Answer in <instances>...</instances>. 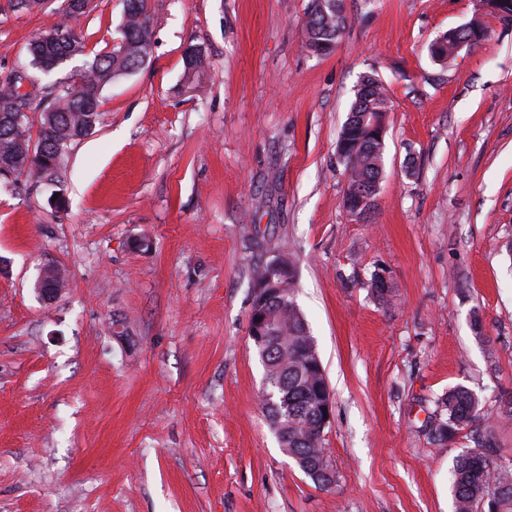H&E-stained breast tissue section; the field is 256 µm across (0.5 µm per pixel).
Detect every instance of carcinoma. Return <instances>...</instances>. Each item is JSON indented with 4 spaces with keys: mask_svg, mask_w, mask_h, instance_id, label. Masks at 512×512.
Returning <instances> with one entry per match:
<instances>
[{
    "mask_svg": "<svg viewBox=\"0 0 512 512\" xmlns=\"http://www.w3.org/2000/svg\"><path fill=\"white\" fill-rule=\"evenodd\" d=\"M130 2L134 6L123 24L125 51L97 54L75 74L73 82L55 86L52 103L40 109L37 134L31 133L30 115H22L20 121L12 120V112L0 115V157L9 159L11 165L10 175H0V181L16 182L23 176L39 181L46 177L58 180L64 155L94 131L104 86L121 72L140 66V53L147 52L150 45L147 0ZM346 25L347 16H326L320 11L318 0H310L304 22L306 46L314 52L324 43L338 44ZM470 26L469 31L459 27L440 35L431 44L430 55L445 60L470 32L486 35L481 24L474 21ZM29 55L32 67L50 73L63 61L85 55V43L73 31L58 27L32 43ZM387 100L386 88L375 77H363L337 142V154L347 175L343 205L361 220L374 209V204L365 199L376 198L374 187L384 163V146L368 139L364 119L369 113L379 126H384ZM274 285L281 288L286 299L265 298ZM253 288L252 304L264 302L271 333V339L256 345L265 366V392L275 396L273 404L265 405L271 426L284 438L282 447L288 449V455L318 471L314 483L328 490L336 485L337 475L321 473V461L309 456V449L322 447L324 429L318 411L325 385L324 370L319 356L310 349L314 340L295 300V271L287 255L255 267ZM437 406L429 429L435 442L451 439L479 417L477 397L463 386L449 389L438 399ZM477 446L454 458L450 482L455 512H476L492 488L500 491L497 512H512V465L499 466L496 481L490 482L493 459L483 449L496 447L492 432L478 435Z\"/></svg>",
    "mask_w": 512,
    "mask_h": 512,
    "instance_id": "obj_1",
    "label": "carcinoma"
}]
</instances>
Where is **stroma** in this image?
Returning <instances> with one entry per match:
<instances>
[{
  "label": "stroma",
  "instance_id": "1",
  "mask_svg": "<svg viewBox=\"0 0 512 512\" xmlns=\"http://www.w3.org/2000/svg\"><path fill=\"white\" fill-rule=\"evenodd\" d=\"M307 4L148 0L149 57L105 86L60 183L0 186V512H453L475 434L512 457V25L482 0H345L321 56ZM123 16L0 0V83L71 28L85 56L29 73L43 102ZM474 19L486 39L435 62ZM370 74L390 110L362 221L336 143ZM282 249L334 404L328 491L281 448L249 337L253 270ZM47 268L67 286L43 301ZM455 386L480 418L440 444L423 423ZM320 0H311L306 19L304 22L306 46L313 52L320 49L322 54L330 53L337 46L343 31L346 29L347 16L342 17L330 14L326 17L320 11L317 2ZM322 43H333L334 47L329 50H322ZM470 32L461 27L448 30L440 35L430 46V55L439 60H448V57L454 53L456 44L467 39ZM436 52V53H435Z\"/></svg>",
  "mask_w": 512,
  "mask_h": 512
}]
</instances>
